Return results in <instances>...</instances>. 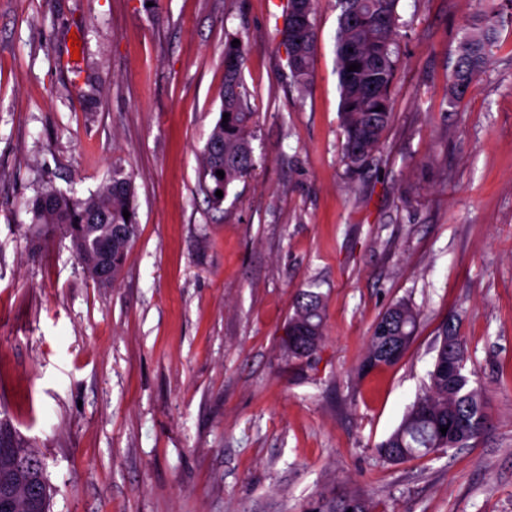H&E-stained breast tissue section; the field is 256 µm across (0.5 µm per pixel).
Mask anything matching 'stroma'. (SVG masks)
<instances>
[{
	"label": "stroma",
	"mask_w": 512,
	"mask_h": 512,
	"mask_svg": "<svg viewBox=\"0 0 512 512\" xmlns=\"http://www.w3.org/2000/svg\"><path fill=\"white\" fill-rule=\"evenodd\" d=\"M476 6L401 0L393 119L352 176L328 0L302 94L271 0H0V423L43 459L49 512H329L350 495L512 512V26L446 104ZM230 34L250 46L259 165L216 210L200 158ZM116 165L138 234L104 288L70 238L32 239L26 203L88 196ZM302 290L326 308L310 359L282 342ZM399 302L410 347L361 373ZM453 318L488 422L468 447L385 463Z\"/></svg>",
	"instance_id": "obj_1"
}]
</instances>
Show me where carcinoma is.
Returning a JSON list of instances; mask_svg holds the SVG:
<instances>
[{
    "label": "carcinoma",
    "mask_w": 512,
    "mask_h": 512,
    "mask_svg": "<svg viewBox=\"0 0 512 512\" xmlns=\"http://www.w3.org/2000/svg\"><path fill=\"white\" fill-rule=\"evenodd\" d=\"M306 30L291 35L287 21L285 39L288 67L293 84L307 90L317 48L315 19L320 0H309ZM400 0H335L338 11L336 69L340 87V117L345 136L343 160L347 172L356 175L367 168L391 122L392 94L397 78V42L403 37ZM482 8L462 29L456 59L448 77V106H457L474 82L487 74L495 47L494 34L512 16V0H478ZM249 46L224 43V94L221 113L201 154V177L208 202L218 209L231 186L256 166L252 147L254 112L242 78ZM359 65L351 71L349 66ZM224 172V177L216 171ZM130 213L124 218L123 211ZM31 224L38 235L56 231L71 238L79 261L89 267L94 245L112 240V277L122 269L134 239L115 230L137 225L130 176L115 167L112 175L87 197L67 195L52 186L43 188L29 206ZM324 304L316 292L298 294L294 313L285 328L284 344L293 357L308 358L321 346L324 335ZM418 314L399 303L388 308L374 323L369 349L360 370H375L397 364L415 334ZM468 352L455 325L445 327L427 391L412 404L398 427L376 447L383 460L404 462L431 452L464 448L476 439L488 418V402L472 386L475 372L466 368ZM447 428L441 433L440 428ZM45 464L31 448H9L0 444V491L15 497L16 512H37L32 490L41 488ZM333 512H372L368 501L349 496L336 501Z\"/></svg>",
    "instance_id": "carcinoma-1"
}]
</instances>
